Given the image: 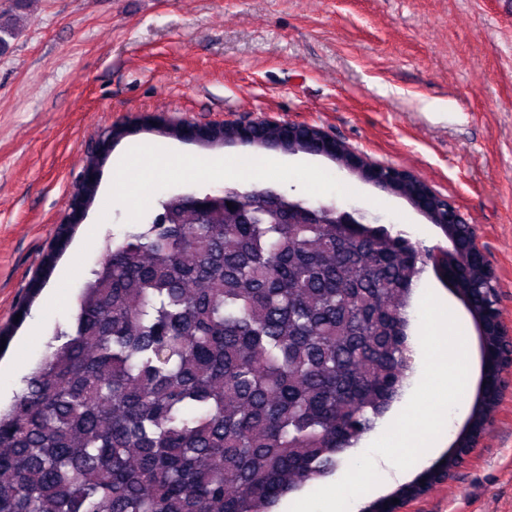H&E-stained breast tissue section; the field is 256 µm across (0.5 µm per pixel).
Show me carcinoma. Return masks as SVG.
<instances>
[{"instance_id":"cac0c4a2","label":"carcinoma","mask_w":512,"mask_h":512,"mask_svg":"<svg viewBox=\"0 0 512 512\" xmlns=\"http://www.w3.org/2000/svg\"><path fill=\"white\" fill-rule=\"evenodd\" d=\"M0 10V48L19 34ZM253 145L303 152L266 125ZM233 208L199 213L161 198L148 222L103 243V259L42 366L0 413V512H272L299 486L334 472L375 428L414 371L409 299L423 270L403 233L336 225V201L242 184ZM446 237L470 224L440 225ZM20 298L26 312L53 269ZM485 305L494 280L470 271ZM485 376L501 370L486 336ZM497 398L479 400L472 445ZM461 461L426 474L442 481Z\"/></svg>"}]
</instances>
